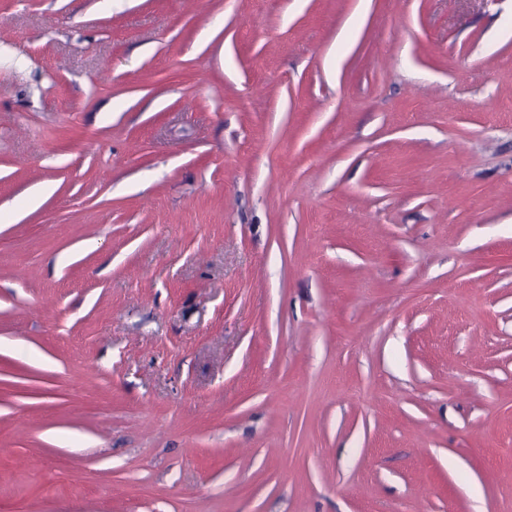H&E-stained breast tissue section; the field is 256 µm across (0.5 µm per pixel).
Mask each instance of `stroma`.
<instances>
[{
	"label": "stroma",
	"mask_w": 512,
	"mask_h": 512,
	"mask_svg": "<svg viewBox=\"0 0 512 512\" xmlns=\"http://www.w3.org/2000/svg\"><path fill=\"white\" fill-rule=\"evenodd\" d=\"M0 512H512V0H0Z\"/></svg>",
	"instance_id": "35a3bbf8"
}]
</instances>
